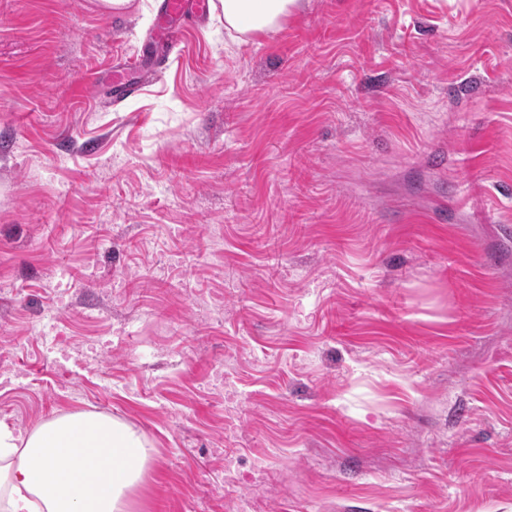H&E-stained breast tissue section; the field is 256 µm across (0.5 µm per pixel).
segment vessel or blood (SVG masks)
<instances>
[{
  "mask_svg": "<svg viewBox=\"0 0 512 512\" xmlns=\"http://www.w3.org/2000/svg\"><path fill=\"white\" fill-rule=\"evenodd\" d=\"M209 14L210 0H158L155 23L147 35L145 48H174L184 25L205 23ZM157 75L154 68L138 70L136 61H118L107 80L112 101L118 103L136 96Z\"/></svg>",
  "mask_w": 512,
  "mask_h": 512,
  "instance_id": "vessel-or-blood-1",
  "label": "vessel or blood"
}]
</instances>
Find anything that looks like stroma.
I'll return each instance as SVG.
<instances>
[{"label":"stroma","instance_id":"obj_1","mask_svg":"<svg viewBox=\"0 0 512 512\" xmlns=\"http://www.w3.org/2000/svg\"><path fill=\"white\" fill-rule=\"evenodd\" d=\"M0 0V422L148 442L134 512H512V0ZM209 14L210 0H158L154 27L142 49H152L156 56L162 55L175 47L184 25L203 24ZM158 47L164 50L160 51ZM224 29L240 36L279 30L299 0H220ZM137 68V58L132 61L120 60L114 66L107 80L112 102L118 103L136 96L142 86L158 76L156 68L140 70L136 78H130V71Z\"/></svg>","mask_w":512,"mask_h":512}]
</instances>
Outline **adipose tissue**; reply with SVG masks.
Returning <instances> with one entry per match:
<instances>
[{
  "mask_svg": "<svg viewBox=\"0 0 512 512\" xmlns=\"http://www.w3.org/2000/svg\"><path fill=\"white\" fill-rule=\"evenodd\" d=\"M298 0H220L224 28L279 30ZM150 464L146 439L96 412L57 416L20 433L0 423V512H131Z\"/></svg>",
  "mask_w": 512,
  "mask_h": 512,
  "instance_id": "ef3b65f1",
  "label": "adipose tissue"
}]
</instances>
